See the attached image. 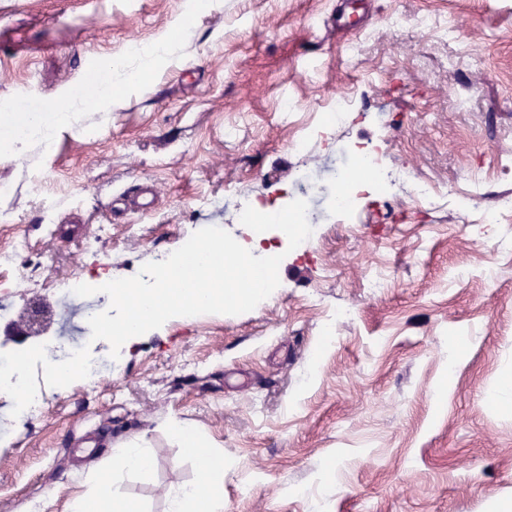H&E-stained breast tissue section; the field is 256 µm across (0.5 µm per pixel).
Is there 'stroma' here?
<instances>
[{
    "label": "stroma",
    "mask_w": 512,
    "mask_h": 512,
    "mask_svg": "<svg viewBox=\"0 0 512 512\" xmlns=\"http://www.w3.org/2000/svg\"><path fill=\"white\" fill-rule=\"evenodd\" d=\"M339 2L0 0V114L78 101L52 150L0 129L12 187L0 248L24 238L45 259L40 291L22 282L7 296L11 320L36 300L56 308L66 278L134 276L205 227L250 241L246 199L276 212L302 197L316 220L300 249L266 231L280 284L253 310L171 318L126 341L96 393L70 378L41 415L0 406V512H65L90 468L135 437L153 468L114 490L166 512L199 477L174 420L223 450V512H512V254L493 250L512 217L479 221L512 191L498 166L512 160V0H369L349 31L330 25ZM395 9L432 24L389 30ZM163 39L173 51L145 83L97 101L107 60L136 66L126 46ZM452 52L465 70L449 68ZM339 96L356 104L347 124L297 157L291 141ZM285 97L298 103L287 117ZM363 144L447 197L423 210L362 195L338 216V175ZM302 168L317 178L305 196ZM475 176L481 195L461 201ZM146 186L152 212L129 209ZM338 308L350 319L323 336Z\"/></svg>",
    "instance_id": "obj_1"
}]
</instances>
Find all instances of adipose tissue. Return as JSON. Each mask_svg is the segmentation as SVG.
Here are the masks:
<instances>
[{
	"label": "adipose tissue",
	"mask_w": 512,
	"mask_h": 512,
	"mask_svg": "<svg viewBox=\"0 0 512 512\" xmlns=\"http://www.w3.org/2000/svg\"><path fill=\"white\" fill-rule=\"evenodd\" d=\"M73 102L64 98L54 102L47 115L5 113L0 126L7 129L25 127L41 133L43 141H51L69 127ZM169 431L198 464L200 479L175 491L171 496L170 512H222L224 506V455L216 451L191 428L172 422ZM113 473L99 467L94 474L93 490L75 495L69 512H140L138 504L128 498L115 497L112 492Z\"/></svg>",
	"instance_id": "adipose-tissue-1"
}]
</instances>
